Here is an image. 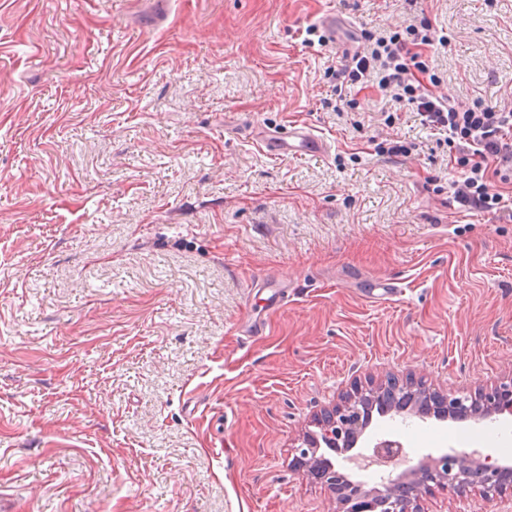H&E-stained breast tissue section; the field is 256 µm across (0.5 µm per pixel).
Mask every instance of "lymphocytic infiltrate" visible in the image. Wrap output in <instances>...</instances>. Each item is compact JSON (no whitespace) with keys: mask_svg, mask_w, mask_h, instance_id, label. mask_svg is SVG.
<instances>
[{"mask_svg":"<svg viewBox=\"0 0 512 512\" xmlns=\"http://www.w3.org/2000/svg\"><path fill=\"white\" fill-rule=\"evenodd\" d=\"M412 35L408 41L396 30L379 33L370 47L336 68L337 86L363 87L374 81L390 91L393 101L415 109L423 126L446 133L448 147L457 155L460 176L452 187L462 210L512 221V193L503 188L512 180V110L479 103L464 107L410 83L409 69L429 73L430 61L417 49L433 43L429 25Z\"/></svg>","mask_w":512,"mask_h":512,"instance_id":"lymphocytic-infiltrate-1","label":"lymphocytic infiltrate"}]
</instances>
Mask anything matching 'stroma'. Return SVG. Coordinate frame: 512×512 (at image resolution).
I'll return each mask as SVG.
<instances>
[{"instance_id":"35a3bbf8","label":"stroma","mask_w":512,"mask_h":512,"mask_svg":"<svg viewBox=\"0 0 512 512\" xmlns=\"http://www.w3.org/2000/svg\"><path fill=\"white\" fill-rule=\"evenodd\" d=\"M425 19L422 85L512 110V0H0V512H338L292 458L354 380L512 379V222L459 212L442 135L378 85L325 106L365 33ZM294 123L326 151L253 139ZM466 433L512 458V416L373 415L403 453L363 479Z\"/></svg>"}]
</instances>
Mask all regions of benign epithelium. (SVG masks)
Listing matches in <instances>:
<instances>
[{"instance_id":"obj_1","label":"benign epithelium","mask_w":512,"mask_h":512,"mask_svg":"<svg viewBox=\"0 0 512 512\" xmlns=\"http://www.w3.org/2000/svg\"><path fill=\"white\" fill-rule=\"evenodd\" d=\"M393 401L390 410L415 416L456 422H480L495 415L512 414V379L475 390L444 393L413 377L390 376L384 381L354 382L340 402L320 411L314 429L304 433L295 448V464L322 482L342 506L340 512H418L417 501L434 486L447 487L464 496L473 489L485 495L512 490V466L500 463L479 451L452 449L438 457L426 456L390 480L382 490H366L358 481L335 469L332 460L320 454L323 447L339 451L356 469L363 461L385 466L401 455L402 444L384 440L366 455L355 451L370 424L364 416L362 399Z\"/></svg>"}]
</instances>
